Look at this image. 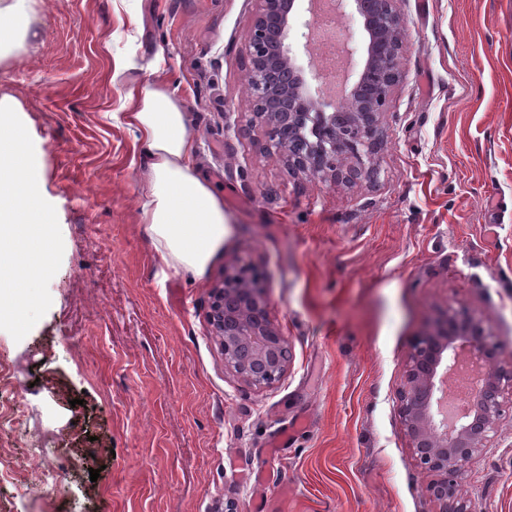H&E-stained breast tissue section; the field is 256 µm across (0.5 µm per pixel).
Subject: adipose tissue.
I'll return each mask as SVG.
<instances>
[{
  "label": "adipose tissue",
  "mask_w": 512,
  "mask_h": 512,
  "mask_svg": "<svg viewBox=\"0 0 512 512\" xmlns=\"http://www.w3.org/2000/svg\"><path fill=\"white\" fill-rule=\"evenodd\" d=\"M114 120L129 128L143 160L145 231L166 265L203 277L230 234L224 199L194 162L183 97L162 76L131 81Z\"/></svg>",
  "instance_id": "1"
}]
</instances>
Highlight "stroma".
<instances>
[{
	"label": "stroma",
	"instance_id": "obj_1",
	"mask_svg": "<svg viewBox=\"0 0 512 512\" xmlns=\"http://www.w3.org/2000/svg\"><path fill=\"white\" fill-rule=\"evenodd\" d=\"M258 0H33L0 49L64 253L52 304L0 330V512H249L267 464L280 512H438L396 393L418 335L479 317L512 365V0H400L402 77L374 179L334 186L266 150L247 95ZM182 94L201 175L234 226L203 278L163 269L140 223L141 159L113 123L128 79ZM262 275L290 362L258 390L208 315L225 267ZM308 425L283 457L269 439ZM66 476L23 493L31 457ZM98 479H91V470ZM470 512H512V408L465 473Z\"/></svg>",
	"mask_w": 512,
	"mask_h": 512
}]
</instances>
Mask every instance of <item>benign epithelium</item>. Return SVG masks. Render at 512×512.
<instances>
[{
  "instance_id": "benign-epithelium-1",
  "label": "benign epithelium",
  "mask_w": 512,
  "mask_h": 512,
  "mask_svg": "<svg viewBox=\"0 0 512 512\" xmlns=\"http://www.w3.org/2000/svg\"><path fill=\"white\" fill-rule=\"evenodd\" d=\"M248 38V87L253 111L265 127L267 145L281 152L292 171L334 184L375 170L381 117L399 83L406 35L398 0H332L365 20L368 43L364 68L340 104L313 95L308 80L325 84L315 72L305 76L286 44L295 0H260ZM254 268L224 271L209 322L224 349V367L252 387L273 386L287 367L288 343L269 316V304ZM474 365L479 391L466 420L445 412L446 384L463 361ZM512 391V369L498 362V347L482 322L453 311L420 334L410 353L397 405L420 468L433 476L428 489L448 512L467 469L488 447Z\"/></svg>"
}]
</instances>
